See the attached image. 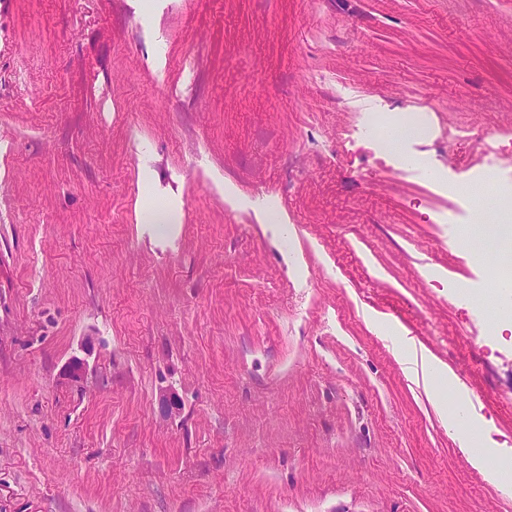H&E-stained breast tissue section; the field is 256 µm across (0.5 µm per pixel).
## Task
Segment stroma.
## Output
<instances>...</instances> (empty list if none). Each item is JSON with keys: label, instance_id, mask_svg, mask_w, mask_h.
Returning <instances> with one entry per match:
<instances>
[{"label": "stroma", "instance_id": "obj_1", "mask_svg": "<svg viewBox=\"0 0 512 512\" xmlns=\"http://www.w3.org/2000/svg\"><path fill=\"white\" fill-rule=\"evenodd\" d=\"M510 127L512 0H0V512H512ZM429 380V391L436 401L444 405L448 397H456L457 408L448 415V425L462 448H466L471 464L476 468L486 467L487 459L492 455V448L485 445L480 438L461 402H458L457 382L455 377L427 360L425 363Z\"/></svg>", "mask_w": 512, "mask_h": 512}]
</instances>
